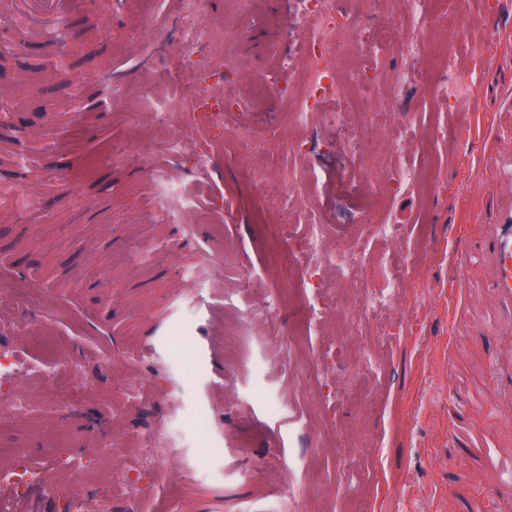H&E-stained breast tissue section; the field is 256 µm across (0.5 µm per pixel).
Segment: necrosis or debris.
Instances as JSON below:
<instances>
[{
  "instance_id": "4bbe7bcc",
  "label": "necrosis or debris",
  "mask_w": 512,
  "mask_h": 512,
  "mask_svg": "<svg viewBox=\"0 0 512 512\" xmlns=\"http://www.w3.org/2000/svg\"><path fill=\"white\" fill-rule=\"evenodd\" d=\"M302 28L306 37L300 47L306 80L302 87L286 83L280 96L289 100V121L298 127L308 126L313 116L326 111L329 104L347 101L346 110L331 114L344 149L355 151L361 144L360 128L364 114L361 103L367 101L381 81L377 70L342 74L341 63L351 49L358 48L372 53L379 52L384 42L394 43L401 56L412 58L434 52L429 37L400 41L394 30L378 34L355 36L349 26V14L338 8L336 0H297ZM217 30L194 23L187 24L179 40V51L188 91L184 97L185 112L189 119L207 125L220 136L236 133L241 140H248V130L242 124H231L229 114L236 111L233 103H210L202 93L203 84L213 77L201 51L215 45ZM305 236L293 235L288 225L276 227L280 243L289 251L306 254L307 264L298 267L296 274L309 288L322 287L324 269H335L340 278L361 284L364 305L369 309H388L401 297V284L406 274L399 262L380 257L371 262L366 250L333 248L325 244L323 227L314 218L305 220Z\"/></svg>"
}]
</instances>
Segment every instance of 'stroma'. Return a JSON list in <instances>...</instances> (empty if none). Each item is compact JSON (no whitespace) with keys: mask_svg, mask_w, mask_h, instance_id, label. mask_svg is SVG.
Wrapping results in <instances>:
<instances>
[{"mask_svg":"<svg viewBox=\"0 0 512 512\" xmlns=\"http://www.w3.org/2000/svg\"><path fill=\"white\" fill-rule=\"evenodd\" d=\"M471 8L475 27L434 34L457 69L431 64L433 80L464 86L455 111L414 87L392 101L395 48L377 60L359 51L347 69L382 72L361 150L337 147L326 119L306 132L332 145L303 160L314 180L302 194L327 238L408 262L400 302L382 313L349 284L303 287L289 273L302 255L255 221V180L282 181L294 164L287 104L262 91L302 42L295 0H120L108 30L99 0H80L78 109L49 105L40 88L52 72L19 58L13 142L26 164L14 183L36 205L0 209V350L46 357L51 375L19 368L0 382V470L25 460L41 474L21 495L0 483V512H74L55 462L63 453L107 459L126 477L99 475L80 492L81 512L106 502L112 512H271L290 492L307 512H512V483L487 460L512 457V410L496 407L495 374L496 359L512 357V331L486 333L496 314L482 261L448 310L454 262L498 204L499 147L468 135L470 115L492 127L512 113V9ZM188 19L223 24L234 64L207 97L256 101L238 116L250 142L213 143L202 168L208 129L181 123L186 157L171 162L145 98L152 86L180 104L173 56ZM102 100L111 114L96 109ZM395 134L427 166L430 193L392 181ZM367 215L397 224L396 237L371 239ZM370 346L376 365L355 369ZM312 357L320 376L304 367ZM458 387L475 403L464 415L449 397ZM455 437L462 463L452 469ZM152 439L169 445L153 476L143 470Z\"/></svg>","mask_w":512,"mask_h":512,"instance_id":"obj_1","label":"stroma"}]
</instances>
